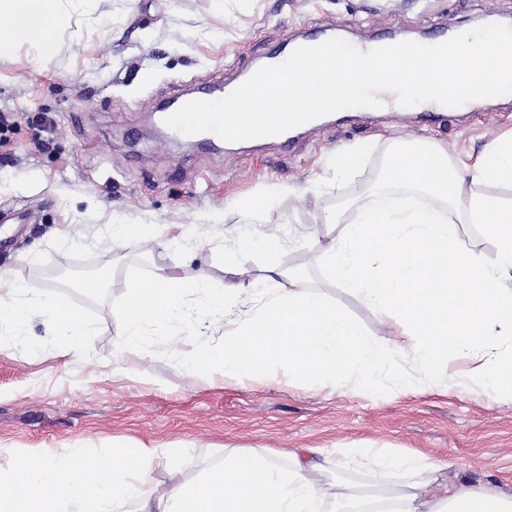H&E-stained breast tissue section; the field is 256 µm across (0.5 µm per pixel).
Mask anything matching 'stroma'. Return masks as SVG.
Instances as JSON below:
<instances>
[{
  "label": "stroma",
  "mask_w": 512,
  "mask_h": 512,
  "mask_svg": "<svg viewBox=\"0 0 512 512\" xmlns=\"http://www.w3.org/2000/svg\"><path fill=\"white\" fill-rule=\"evenodd\" d=\"M102 9L97 24L71 13L58 50L0 52V155L10 156L0 169V300L21 288L55 293L91 326L84 354L62 357L40 310L0 323V472L35 452L65 459L75 444L103 453L141 442L181 466L152 472L164 491L219 464L228 448H385L419 455L446 481L512 493V396L424 379L403 393L389 372L369 388L207 382L184 368L173 327L146 328L127 348L115 307L129 278L164 268L187 287L191 339L221 346L224 332L192 285L235 282L241 309H254L263 257L253 241L263 234L278 238L285 270L380 339L376 312L314 260L329 220L383 184L394 144L478 152L512 128V108L487 103L468 120L450 112L432 125L393 110L339 117L288 153L169 140L153 128L157 103L196 76L247 74L287 31L335 25L350 42L386 28L456 31L488 17L512 21V0H104ZM41 114L49 126L37 124ZM356 144L366 148L360 165L337 175V150ZM259 196L266 208L250 209ZM116 224H181L187 238L119 237ZM102 273L106 288H83Z\"/></svg>",
  "instance_id": "stroma-1"
}]
</instances>
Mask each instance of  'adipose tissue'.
I'll use <instances>...</instances> for the list:
<instances>
[{
    "label": "adipose tissue",
    "mask_w": 512,
    "mask_h": 512,
    "mask_svg": "<svg viewBox=\"0 0 512 512\" xmlns=\"http://www.w3.org/2000/svg\"><path fill=\"white\" fill-rule=\"evenodd\" d=\"M64 2L0 0V14L8 18L0 26V51L19 43L39 54L54 49ZM386 181L404 187V194L373 191L355 218L319 246L315 261L330 279L363 295L387 340L368 341L358 323L301 275L286 272L279 240L264 235L269 287L256 314H241L237 285L213 288L196 281L231 330L220 350L195 351L185 368L210 381L239 384L270 380L277 365L332 384L352 373L365 384L390 370L406 392L416 377L394 370L396 348L411 355L418 377L452 380L451 361L467 355L477 363L475 382L512 392V201L483 191L487 185L512 187V130L475 155L454 157L434 142L396 144ZM472 224L493 241L494 256L471 245L465 228ZM184 294L161 268L149 279H131L119 304L127 345L135 346L143 328L181 321ZM33 305L62 341V354L82 353L90 326L57 295L1 303L0 315L19 323ZM279 457L270 448H228L221 464L156 495L149 484L160 455L141 443L102 454L76 446L65 463L22 456L0 476V512H125L129 504L135 512H512V494L487 485L452 484L446 497L431 494L437 470L412 454L352 448L339 460L341 468L375 475L384 488L375 496L347 486L325 495L309 475L329 470V459L291 450L283 466Z\"/></svg>",
    "instance_id": "obj_1"
}]
</instances>
